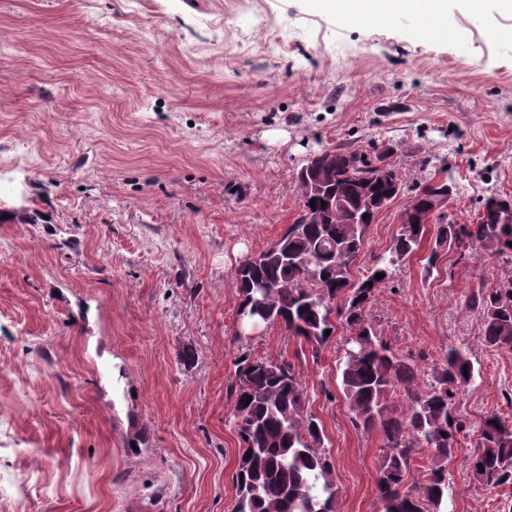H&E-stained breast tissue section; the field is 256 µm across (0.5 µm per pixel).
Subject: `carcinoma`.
<instances>
[{
    "instance_id": "1",
    "label": "carcinoma",
    "mask_w": 512,
    "mask_h": 512,
    "mask_svg": "<svg viewBox=\"0 0 512 512\" xmlns=\"http://www.w3.org/2000/svg\"><path fill=\"white\" fill-rule=\"evenodd\" d=\"M331 176L308 167L295 180L303 212L323 215L321 224L293 221L280 249L241 262L246 278L235 281L237 316L254 318L246 309L251 296L264 300L270 319L311 348L316 358L342 329L343 356L336 378L352 426L382 437L377 488L384 512H442L448 496V466L458 451L468 419L456 409L459 396L474 383V364L458 348L425 378L418 364L392 353L380 339L371 305L379 289L391 282L396 267L420 246L423 224H402L387 251L373 258L369 275L354 282L351 266L364 251L369 205L405 182L390 163L384 144L363 168L352 169V150H329ZM384 163V172L372 167ZM442 194L457 195L453 179L425 178L414 187L406 209L427 213ZM435 248L423 270L433 274L441 252L462 258L468 252L512 253V215L493 224L483 216L461 224L452 214L436 216ZM384 277L378 279L376 274ZM465 311L480 317L482 344L492 350L512 349V279L498 288L468 295ZM331 330L324 335L325 330ZM235 378L228 384L235 399L239 460L232 475L234 512H336L334 462L324 447V429L308 410L307 390L295 365L282 358L241 352L233 361ZM250 457H245V454ZM428 454L427 480L408 484L417 455ZM469 466L483 490L512 485V419L492 411L478 422V437Z\"/></svg>"
}]
</instances>
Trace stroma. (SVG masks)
<instances>
[{
    "mask_svg": "<svg viewBox=\"0 0 512 512\" xmlns=\"http://www.w3.org/2000/svg\"><path fill=\"white\" fill-rule=\"evenodd\" d=\"M288 41H271L270 24ZM388 143L407 186L448 171L452 212L512 196V16L448 0L446 31L369 27L309 0H0V512H232L238 352L295 363L334 460L337 512H382L379 434L351 425L320 357L282 327L235 341L234 271L300 211L309 154ZM408 203L367 230L366 274ZM423 239L371 307L425 370L479 369L464 404L512 417V350L483 346L471 291L512 257L440 260ZM468 434L445 512H512L476 488Z\"/></svg>",
    "mask_w": 512,
    "mask_h": 512,
    "instance_id": "obj_1",
    "label": "stroma"
}]
</instances>
